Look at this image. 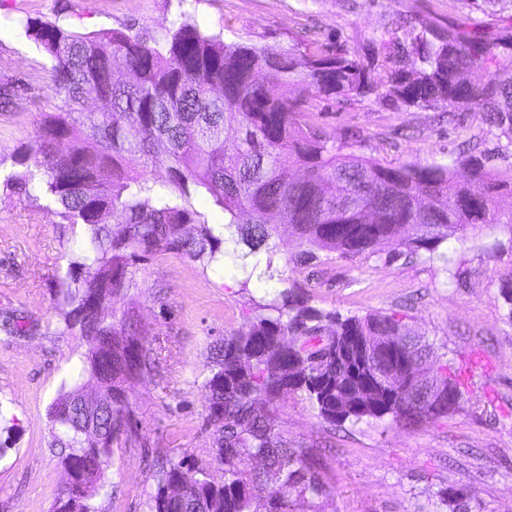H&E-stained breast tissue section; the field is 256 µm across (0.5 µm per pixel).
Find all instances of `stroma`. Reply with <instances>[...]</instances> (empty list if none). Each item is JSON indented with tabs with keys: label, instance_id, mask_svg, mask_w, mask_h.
Masks as SVG:
<instances>
[{
	"label": "stroma",
	"instance_id": "stroma-1",
	"mask_svg": "<svg viewBox=\"0 0 512 512\" xmlns=\"http://www.w3.org/2000/svg\"><path fill=\"white\" fill-rule=\"evenodd\" d=\"M462 0H0V512H53L66 483V449L54 446L53 401L70 388L86 350L67 330L62 290L79 227L48 213L37 192L7 189L20 151L59 102L50 63L28 37L26 20L84 32L132 29L163 38L182 21L225 42L286 46L337 39L359 47L401 17L455 22ZM337 140L356 132L361 151L385 164L448 162L466 143L482 142L494 170L512 168L506 137L476 112L448 117L395 98L317 100L310 116ZM501 226L474 230L455 249L439 247L395 261L333 258L300 269L286 265L298 246L280 226L274 269L264 257L202 267L166 253L135 270L124 301L147 329L158 366L131 380L132 413L112 440L110 463L93 499L99 512H149L157 473L167 460L218 471L205 380L213 348L247 330L253 305L275 297L282 280L300 284L310 303L344 315L395 313L437 355L455 360L471 401L449 419L414 427L388 422L330 426L301 396L280 398L277 428L306 446L324 495L295 499L293 512H420L442 487L467 485L484 512H512V311L499 295L512 251Z\"/></svg>",
	"mask_w": 512,
	"mask_h": 512
}]
</instances>
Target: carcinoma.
<instances>
[{
    "instance_id": "obj_1",
    "label": "carcinoma",
    "mask_w": 512,
    "mask_h": 512,
    "mask_svg": "<svg viewBox=\"0 0 512 512\" xmlns=\"http://www.w3.org/2000/svg\"><path fill=\"white\" fill-rule=\"evenodd\" d=\"M26 32L50 60L60 104L41 114L33 145L20 154L8 189L42 192L52 212L84 229L63 289L65 326L87 349L78 379L92 378L101 399V439L57 408L83 388L77 383L51 405L55 444L64 463L88 473L79 512H96L97 483L109 465L112 438L129 413L123 385L155 361L130 310L104 316L136 287L133 268L175 253L207 267L231 255L230 241L249 254L277 255L278 228H292L300 250L285 263L303 266L337 253L370 258L397 240L407 254L435 252L479 224H506L493 195L512 184V168H487L474 144L447 164H383L344 152L330 133L309 123L311 101L338 96L395 97L423 110L466 109L507 138L512 148V75L498 70L512 52V13L491 23L470 14L443 28L421 20L389 28L358 51L343 43L296 42L287 47L225 43L184 22L164 41L109 30L83 34L50 22L26 21ZM480 72L484 79L472 82ZM166 163L160 188L144 170ZM301 171L290 178L287 170ZM486 191L474 198L472 184ZM194 195L224 212L227 239ZM121 213L115 229L108 217ZM278 223H271V218ZM245 333L215 347L205 386L221 479L184 461H169L151 495V512L179 481L192 512H292V497H318L325 487L306 448L275 428L281 394L304 396L331 426L388 421L414 426L448 419L469 401L458 368L434 344L392 313L344 316L309 304L296 284L254 304ZM431 512H483L465 485L436 492Z\"/></svg>"
}]
</instances>
